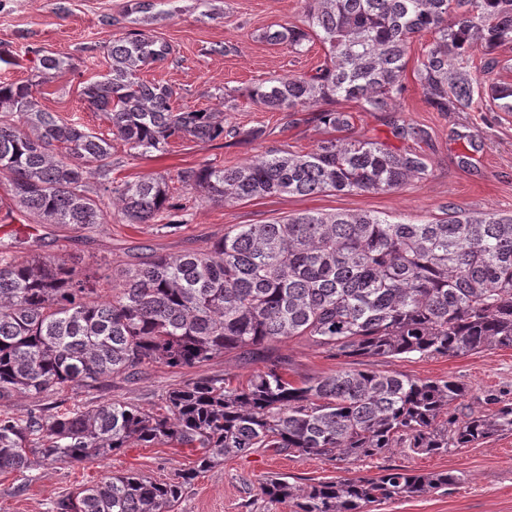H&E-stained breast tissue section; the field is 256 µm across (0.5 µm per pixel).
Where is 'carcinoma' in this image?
Returning a JSON list of instances; mask_svg holds the SVG:
<instances>
[{"label":"carcinoma","instance_id":"1","mask_svg":"<svg viewBox=\"0 0 512 512\" xmlns=\"http://www.w3.org/2000/svg\"><path fill=\"white\" fill-rule=\"evenodd\" d=\"M302 25L262 38L301 52L313 40L327 49L312 72L270 78L253 87L256 106L289 113L315 109L312 120L337 132L353 116L334 108L354 101L365 112H395L408 44L433 36L415 74L434 112H465L484 95L480 74L491 52L512 43V0H301ZM108 71L84 83L88 105L102 113L108 135L42 109L36 94L71 58L34 51L31 77L0 82V175L10 203L39 224L87 230L107 223L115 202L130 224L176 219L181 205L169 177L112 181V141L132 154L159 151L172 137L263 140L262 126L224 127L219 112L181 111L175 90L139 77L163 61L169 46L144 29L102 45ZM480 51L487 59L476 66ZM512 112V86L491 89ZM400 139L424 129L392 123ZM429 172L415 151L350 137L320 140L310 153L270 150L224 167L210 162L177 171V182L217 204L273 194L388 192ZM95 184H89V179ZM109 299L99 297L103 289ZM305 337L330 355L401 359L457 356L512 347V215L470 213L448 205V217L412 224L367 213L292 215L274 224H242L209 248L153 256L118 276L86 272L33 254L18 261L0 249V402L34 398L67 386H100L140 376L145 366L192 367L229 352L260 359L246 383L203 377L164 398L165 412L114 401L47 414L0 410V473L26 474L47 463L100 462L135 442L173 444L195 452L194 465L159 483L112 474L64 496L54 512H174L185 488L226 457L260 449L360 459L407 448L416 454L512 433V405L488 394L460 406L465 387L344 369L295 382L277 344ZM460 477L390 469L377 478H344L297 486L284 475L259 486L294 512H364L371 503L445 489Z\"/></svg>","mask_w":512,"mask_h":512}]
</instances>
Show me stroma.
I'll use <instances>...</instances> for the list:
<instances>
[{"mask_svg": "<svg viewBox=\"0 0 512 512\" xmlns=\"http://www.w3.org/2000/svg\"><path fill=\"white\" fill-rule=\"evenodd\" d=\"M128 0H0V52L24 55L28 49L60 52L71 57L72 70L49 77L38 100L42 108L61 119L96 133L108 130L101 113L83 100L82 84L107 71L100 50L104 41L122 35L130 24L124 13ZM151 33L167 42L168 60L145 67L141 79L171 85L175 108L220 112L230 126L267 128L264 140L247 143L224 138L201 141L171 140L165 150L133 155L121 142L112 148V177L135 181L147 175L170 176V192L185 206L184 223L175 229L162 224H129L120 214L93 231H74L53 224L29 229L28 220L4 206L9 184L0 177V243L13 246L19 258L38 253L62 257L79 268L108 262L124 269L150 253L176 256L205 249L242 224H269L303 212L370 213L419 223L438 220L453 203L469 212H512V112L441 113L428 110L414 72L423 43L414 40L406 54L403 82L407 87L395 117L424 127L423 141L395 138L387 112H365L352 101L340 109L352 113L350 137L375 140L401 150H418L429 165L423 179H411L384 193H319L310 196L273 194L248 202L214 204L196 193L184 192L172 176L177 170L210 161L237 166L270 149L295 154L312 151L317 142L333 137V130L308 121L287 127V113L267 112L254 105L248 91L272 77L308 72L324 58L320 42L301 53L262 40L267 29L298 25L303 20L300 0H156ZM230 46L225 55L211 53L212 45ZM289 358L290 378L301 381L341 369L399 373L431 380L452 379L467 390L465 404L495 393L512 404V348H490L459 356L375 360L336 358L295 337L280 344ZM261 361L246 362L230 353L193 367L154 363L135 380H113L99 388H63L53 399L22 394L9 401L11 412L76 403L94 405L120 401L144 408L157 407L173 387L209 376L228 374L245 382ZM195 456L186 448L131 447L102 462L55 463L33 471L31 477L0 475V512H52L53 502L98 482L112 473L135 472L167 482L179 470L192 466ZM399 468L417 473L449 472L459 483L448 488L374 505L372 512H512V433H503L442 454H416L406 449L350 461H326L306 454L262 450L224 463L188 485L175 512H293L291 504L272 503L259 490L261 480L274 473L306 486L342 477H375Z\"/></svg>", "mask_w": 512, "mask_h": 512, "instance_id": "1", "label": "stroma"}]
</instances>
